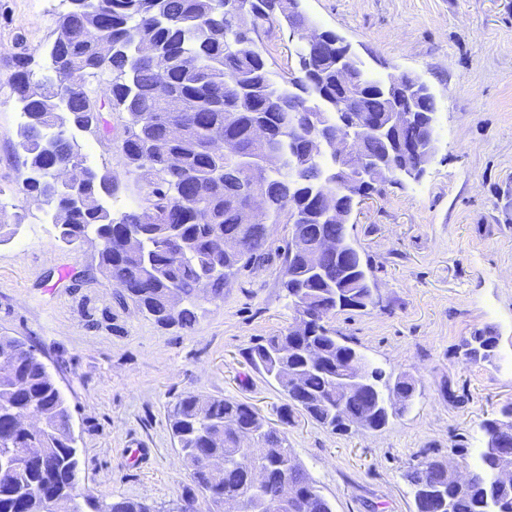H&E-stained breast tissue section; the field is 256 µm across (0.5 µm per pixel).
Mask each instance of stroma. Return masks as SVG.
Instances as JSON below:
<instances>
[{"label": "stroma", "mask_w": 512, "mask_h": 512, "mask_svg": "<svg viewBox=\"0 0 512 512\" xmlns=\"http://www.w3.org/2000/svg\"><path fill=\"white\" fill-rule=\"evenodd\" d=\"M315 28L368 62L419 76L436 99L437 154L416 182L378 186L354 211L349 234L377 288L376 304L339 311L329 326L372 366L412 377L409 410L379 431L334 433L290 408L247 351L286 331L294 313L280 284L292 225L271 227L267 257L243 268L223 299H201L194 325L162 327L105 280H89L97 243L72 252L20 192L22 121L9 82L17 55L53 39L65 0H0V219L25 222L0 243V336L31 345L72 412L78 486L109 501L137 499L164 512L197 489L168 418L193 392L253 406L284 430L296 461L333 512H414L406 472L427 458L467 473L485 446L480 425L512 402V0H302ZM125 116L83 152L124 184L116 211L138 204L120 151ZM490 327L492 361L466 362L459 345ZM145 456L130 462L126 449Z\"/></svg>", "instance_id": "35a3bbf8"}]
</instances>
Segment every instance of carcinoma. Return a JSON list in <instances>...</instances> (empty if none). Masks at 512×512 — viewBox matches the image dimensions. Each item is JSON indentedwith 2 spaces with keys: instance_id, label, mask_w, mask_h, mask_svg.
Segmentation results:
<instances>
[{
  "instance_id": "cac0c4a2",
  "label": "carcinoma",
  "mask_w": 512,
  "mask_h": 512,
  "mask_svg": "<svg viewBox=\"0 0 512 512\" xmlns=\"http://www.w3.org/2000/svg\"><path fill=\"white\" fill-rule=\"evenodd\" d=\"M53 30L49 66L41 77L30 69L32 55L17 57L12 89L27 118L19 132L22 165L29 176L22 191L52 208V223L70 230L60 238L71 251L94 235L98 241L96 272L116 288L120 302L133 301L161 326L190 328L196 321L199 285L224 298V285L250 264L265 260L270 225H293L284 251L282 288L294 314L308 317L303 331L292 328L269 336L248 350L251 364L274 381L288 401L333 432L351 427L380 430L391 416H402L416 392L415 381L385 377L366 357L327 327L338 311H363L376 304L374 288L358 250L350 243L349 220L336 221L317 206L319 192L336 190V152L323 141L301 182L290 168L303 142L342 129L336 100L349 112L379 117L394 111L384 86L356 64L354 84L336 85V44L332 38L316 52L305 45L308 21L293 12L290 0H68ZM245 3L255 29L285 23L297 36L300 69L288 84L268 63L250 33L239 30L236 4ZM164 51L163 67L141 55L143 44ZM106 81L105 88L92 81ZM319 112L321 125L288 127L285 113ZM126 113L121 151L140 183L138 208L116 216L102 206H84L83 198L110 197L119 178L94 168L78 140L50 137L51 126L72 125L96 136L112 129V113ZM262 127L260 144L253 131ZM419 136L399 131L392 142L365 137V150L386 169L411 163L406 146ZM275 150L280 169L259 171L243 193L239 160ZM58 165L71 169L65 189L51 184ZM255 196L271 202L268 223L242 224L240 212ZM141 238L138 253L125 250L129 233ZM348 242L345 262L336 255L321 259V273L305 275L295 240L322 245ZM497 337L478 329L465 338L469 363L494 357ZM363 365L370 392L336 388L337 370L348 360ZM29 414L43 426L38 437L18 425ZM173 438L183 464L209 503L221 512L224 501L237 499L242 512H267L281 499L283 479L292 494L283 512H332L330 503L296 462L286 432L263 425L246 403L180 395L169 412ZM70 408L53 375L36 356L22 354L0 366V512H156L129 498L108 503L78 492L77 448L70 435ZM486 448L460 482L448 466L426 459L407 473L415 512H512V404L485 419ZM42 448L41 456L17 470L11 456ZM260 462L266 477L253 485L249 464Z\"/></svg>"
}]
</instances>
